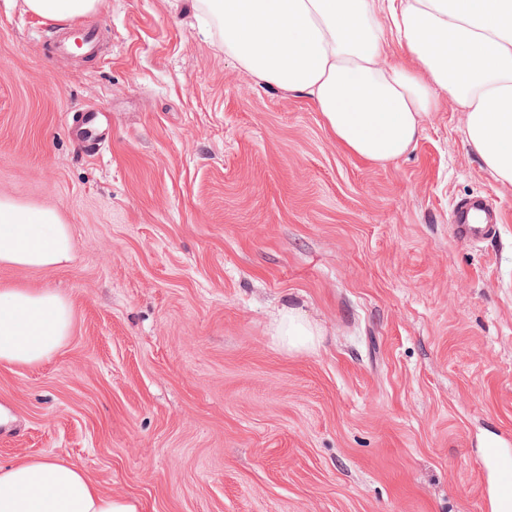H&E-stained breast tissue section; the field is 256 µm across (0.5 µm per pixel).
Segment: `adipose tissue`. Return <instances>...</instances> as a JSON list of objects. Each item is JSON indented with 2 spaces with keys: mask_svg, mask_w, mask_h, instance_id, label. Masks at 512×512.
Masks as SVG:
<instances>
[{
  "mask_svg": "<svg viewBox=\"0 0 512 512\" xmlns=\"http://www.w3.org/2000/svg\"><path fill=\"white\" fill-rule=\"evenodd\" d=\"M224 51L264 84L311 98L347 152L374 164L406 154L447 95L484 169L512 186V0H202ZM42 19L92 14L97 0H25ZM411 64H390L388 35ZM75 259L57 209L0 194V264L52 272ZM72 307L45 289L0 286V364L38 366L72 334ZM273 334L312 350L317 329L283 309ZM0 512H143L56 455L0 464Z\"/></svg>",
  "mask_w": 512,
  "mask_h": 512,
  "instance_id": "ef3b65f1",
  "label": "adipose tissue"
}]
</instances>
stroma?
I'll use <instances>...</instances> for the list:
<instances>
[{
  "instance_id": "1",
  "label": "stroma",
  "mask_w": 512,
  "mask_h": 512,
  "mask_svg": "<svg viewBox=\"0 0 512 512\" xmlns=\"http://www.w3.org/2000/svg\"><path fill=\"white\" fill-rule=\"evenodd\" d=\"M74 24L98 53L47 50ZM74 24L0 0V194L58 209L76 254L0 264L73 309L53 359L0 365V464L61 454L144 512H492L512 469V187L458 106L373 165L225 55L199 0H99ZM473 196L494 237L456 235ZM288 305L315 350L274 338Z\"/></svg>"
}]
</instances>
